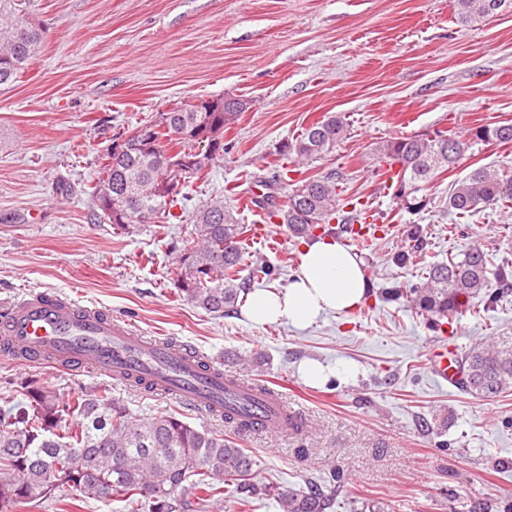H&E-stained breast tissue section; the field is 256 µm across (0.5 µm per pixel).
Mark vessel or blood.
<instances>
[{"instance_id": "1", "label": "vessel or blood", "mask_w": 512, "mask_h": 512, "mask_svg": "<svg viewBox=\"0 0 512 512\" xmlns=\"http://www.w3.org/2000/svg\"><path fill=\"white\" fill-rule=\"evenodd\" d=\"M388 230L370 210L354 216L345 240L360 247ZM0 354L17 364L50 363L118 381L140 379L156 393L215 416L223 415L225 396L258 397L262 403L254 411V428L261 432H288L296 420L278 393H260L187 345L142 335L109 313L51 291L29 293L0 308ZM458 358L452 342L430 350L439 381L459 384Z\"/></svg>"}]
</instances>
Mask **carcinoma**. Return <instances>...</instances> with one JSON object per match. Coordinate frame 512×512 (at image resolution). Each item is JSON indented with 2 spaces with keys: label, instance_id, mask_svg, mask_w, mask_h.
Returning a JSON list of instances; mask_svg holds the SVG:
<instances>
[{
  "label": "carcinoma",
  "instance_id": "carcinoma-1",
  "mask_svg": "<svg viewBox=\"0 0 512 512\" xmlns=\"http://www.w3.org/2000/svg\"><path fill=\"white\" fill-rule=\"evenodd\" d=\"M505 0H456L462 22L499 9ZM25 0H0V87L15 81L37 54L42 29L31 22ZM243 109L241 100L218 98L208 111L194 104L176 107L149 123L154 138L137 134L126 138L119 157H101L90 197L100 219L131 232L147 214L152 223L175 218L173 202L160 194L169 179L194 181L208 176L209 167L224 159V127L234 123ZM185 136L171 137L176 131ZM343 120L328 116L307 128L283 147V154L313 161L332 152L345 138ZM204 133L215 143L207 163L181 171L154 162L157 154L187 157L200 146ZM512 143V124L479 126L467 138L445 131L387 140L375 149L377 162L388 164L393 198L416 212L427 207L420 195L425 183L439 170L452 168L474 144ZM403 161L404 172L390 164ZM288 167L274 172L265 186L286 187L293 181ZM341 177L334 173L295 182L285 203L269 193L254 201L264 218L278 217L296 238L320 229L330 231L341 212L358 202L343 198ZM481 205H512V175L480 167L452 185L448 209L468 215ZM192 232L177 246L179 295L215 316L224 315L246 290L238 266L247 226L241 224L224 199L213 198L192 215ZM494 273L478 247L458 259L428 268L422 284L410 290L407 301L443 329L442 319L463 315L471 302L483 296L494 304L504 293L494 288ZM466 388L484 397L512 390V339L474 348L461 360ZM255 462L244 449L224 435L197 429L178 417L160 413L135 419L126 405L105 386L63 398L56 390L34 380L24 384L23 399L0 408V512H19L49 499L67 485L84 501L123 502L129 512H208L226 495L242 507L273 499L281 512H326L335 494L316 484L306 491L281 490L253 481Z\"/></svg>",
  "mask_w": 512,
  "mask_h": 512
}]
</instances>
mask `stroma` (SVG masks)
I'll return each instance as SVG.
<instances>
[{
	"label": "stroma",
	"instance_id": "obj_1",
	"mask_svg": "<svg viewBox=\"0 0 512 512\" xmlns=\"http://www.w3.org/2000/svg\"><path fill=\"white\" fill-rule=\"evenodd\" d=\"M44 25L38 54L0 89V302L52 290L130 318L149 336L206 353L225 370L283 392L301 433L238 432L223 419L101 375L0 360V400L35 380L74 396L107 385L137 416L172 413L249 453L253 476L307 489L340 468L333 512H512V391L493 397L439 383L431 345L460 352L512 336V303L475 309L436 330L405 299L427 265L480 246L492 267L512 268V207L460 216L453 183L479 167L512 172V143H479L432 177L425 211L411 214L384 190L370 162L386 140L435 130L464 135L512 124V0L463 24L455 0H26ZM233 96L246 102L224 132L228 152L195 199L222 195L241 223L284 162V143L331 115L347 124L336 150L300 177L336 172L349 196L380 212L391 235L361 250L371 284L351 316L323 315L298 329L257 326L240 310L211 315L179 297L173 245L190 221L125 234L99 220L87 194L100 156L118 136L180 104ZM278 250L245 239V265L273 275L251 289L287 287L301 241L273 228ZM410 251L409 260L398 261ZM401 290L388 300L385 290ZM328 370L311 387L298 368ZM27 512H125L81 501L66 486Z\"/></svg>",
	"mask_w": 512,
	"mask_h": 512
}]
</instances>
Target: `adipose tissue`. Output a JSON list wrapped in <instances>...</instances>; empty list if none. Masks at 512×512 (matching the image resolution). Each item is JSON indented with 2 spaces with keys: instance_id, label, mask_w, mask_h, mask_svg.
I'll return each instance as SVG.
<instances>
[{
  "instance_id": "1",
  "label": "adipose tissue",
  "mask_w": 512,
  "mask_h": 512,
  "mask_svg": "<svg viewBox=\"0 0 512 512\" xmlns=\"http://www.w3.org/2000/svg\"><path fill=\"white\" fill-rule=\"evenodd\" d=\"M369 295L360 255L332 238L304 243L299 264L287 288L258 289L242 308L256 325L285 322L298 328L314 324L322 315H347Z\"/></svg>"
}]
</instances>
